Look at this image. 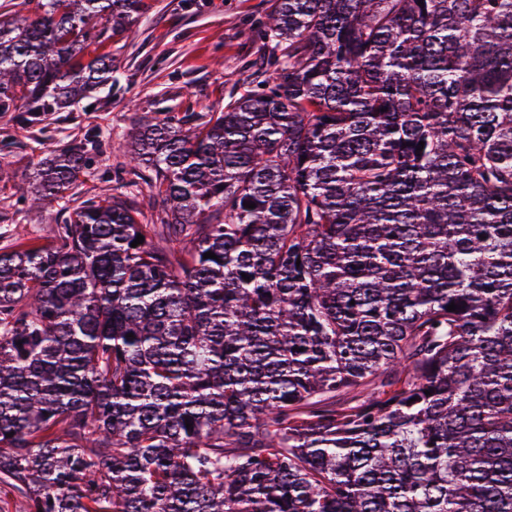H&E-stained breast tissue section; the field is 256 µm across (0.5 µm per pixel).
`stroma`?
<instances>
[{
	"label": "stroma",
	"instance_id": "35a3bbf8",
	"mask_svg": "<svg viewBox=\"0 0 512 512\" xmlns=\"http://www.w3.org/2000/svg\"><path fill=\"white\" fill-rule=\"evenodd\" d=\"M122 36L106 42L116 83L64 112L22 125L0 114V247L23 238L49 242L53 225L88 199L131 191L136 175L122 144L147 112H203L240 97L251 79L271 75L282 49L258 39L269 0H146ZM89 145V163L50 210L30 206L28 177L48 153Z\"/></svg>",
	"mask_w": 512,
	"mask_h": 512
}]
</instances>
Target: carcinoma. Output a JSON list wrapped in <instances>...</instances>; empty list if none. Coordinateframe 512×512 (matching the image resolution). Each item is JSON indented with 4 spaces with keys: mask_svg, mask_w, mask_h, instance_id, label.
<instances>
[{
    "mask_svg": "<svg viewBox=\"0 0 512 512\" xmlns=\"http://www.w3.org/2000/svg\"><path fill=\"white\" fill-rule=\"evenodd\" d=\"M144 8L1 20L0 113L112 82L89 47ZM258 36L273 76L130 128L157 223L114 195L0 251V483L23 512H512V0H272ZM87 162L45 158L33 204Z\"/></svg>",
    "mask_w": 512,
    "mask_h": 512,
    "instance_id": "carcinoma-1",
    "label": "carcinoma"
}]
</instances>
